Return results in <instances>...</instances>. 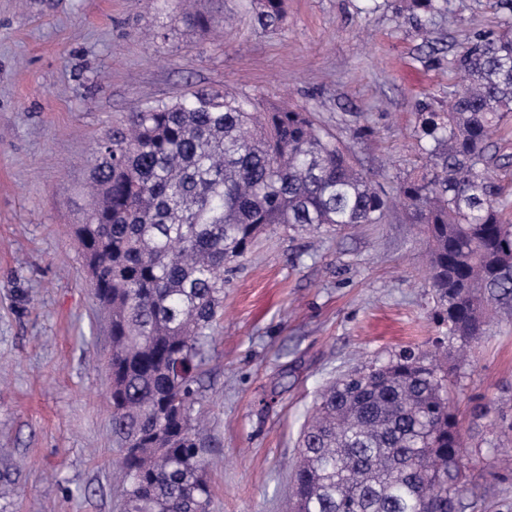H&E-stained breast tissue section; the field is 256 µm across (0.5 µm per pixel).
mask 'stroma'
I'll return each instance as SVG.
<instances>
[{"mask_svg": "<svg viewBox=\"0 0 512 512\" xmlns=\"http://www.w3.org/2000/svg\"><path fill=\"white\" fill-rule=\"evenodd\" d=\"M0 0V512H121L111 349L74 235L97 140L126 113L197 88L307 109L385 192L420 160L422 108L453 61L512 28L492 0H452L430 39L397 0ZM205 14L222 28L205 33ZM367 134H360V127ZM421 225L404 209L335 234L271 227L224 275L200 392L210 512H288L317 390L348 369L443 342L470 490L512 512V325L460 348L434 318ZM506 413L475 417V401ZM254 5L264 27L275 29L285 20V0H255Z\"/></svg>", "mask_w": 512, "mask_h": 512, "instance_id": "obj_1", "label": "stroma"}]
</instances>
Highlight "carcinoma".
I'll return each mask as SVG.
<instances>
[{"instance_id":"obj_1","label":"carcinoma","mask_w":512,"mask_h":512,"mask_svg":"<svg viewBox=\"0 0 512 512\" xmlns=\"http://www.w3.org/2000/svg\"><path fill=\"white\" fill-rule=\"evenodd\" d=\"M423 35L451 0H400ZM279 27L285 0H254ZM446 110L418 113L421 172L375 188L311 114L197 90L128 115L97 142L92 202L75 235L107 314V360L124 512H209L205 422L193 387L224 307L227 264L270 227L381 224L395 202L426 228L435 316L463 345L488 312L512 316V224L497 206L492 136L512 112V30L455 59ZM448 373L406 350L318 393L298 439L292 512H478Z\"/></svg>"}]
</instances>
